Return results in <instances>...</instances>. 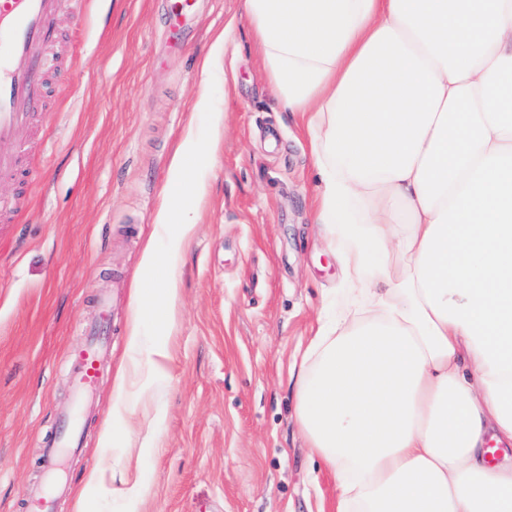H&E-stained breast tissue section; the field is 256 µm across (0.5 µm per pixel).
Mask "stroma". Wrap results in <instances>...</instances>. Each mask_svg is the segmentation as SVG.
<instances>
[{"label": "stroma", "mask_w": 512, "mask_h": 512, "mask_svg": "<svg viewBox=\"0 0 512 512\" xmlns=\"http://www.w3.org/2000/svg\"><path fill=\"white\" fill-rule=\"evenodd\" d=\"M177 3L86 0L81 18L63 13L24 149L29 187L19 197L0 178V200H20L0 217V512H29L46 481L43 449L70 416L83 450L64 461L71 492L53 512H118L116 484L86 478L102 461L170 158L188 126L207 124L193 105L221 30L211 93L223 134L203 164L197 232L177 272L176 360L139 512H336V481L294 417V374L340 276L316 234L310 140L272 101L243 0H197L175 33ZM94 327L112 357L78 408L69 352Z\"/></svg>", "instance_id": "35a3bbf8"}]
</instances>
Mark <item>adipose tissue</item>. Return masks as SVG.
Segmentation results:
<instances>
[{
	"instance_id": "1",
	"label": "adipose tissue",
	"mask_w": 512,
	"mask_h": 512,
	"mask_svg": "<svg viewBox=\"0 0 512 512\" xmlns=\"http://www.w3.org/2000/svg\"><path fill=\"white\" fill-rule=\"evenodd\" d=\"M276 105L306 122L315 222L340 265L331 312L305 348L296 420L333 474L336 512H512V0H243ZM146 245L129 361L112 421L128 512L149 496L140 459L175 354L177 270L203 198L201 159L222 115L201 87ZM161 339L143 345V322Z\"/></svg>"
}]
</instances>
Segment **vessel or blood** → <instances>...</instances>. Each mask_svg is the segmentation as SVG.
Returning a JSON list of instances; mask_svg holds the SVG:
<instances>
[{"label": "vessel or blood", "instance_id": "obj_1", "mask_svg": "<svg viewBox=\"0 0 512 512\" xmlns=\"http://www.w3.org/2000/svg\"><path fill=\"white\" fill-rule=\"evenodd\" d=\"M85 0H0V174H17L19 151L26 143L33 113L41 96V74L53 67L49 35L64 8L81 11ZM109 352L107 343L91 338L72 349L75 363V402L83 404L94 392L101 367ZM81 436L74 422L45 449V464L51 476L47 492L34 494L30 512H49L52 495L63 492L57 477L63 451L78 452Z\"/></svg>", "mask_w": 512, "mask_h": 512}]
</instances>
